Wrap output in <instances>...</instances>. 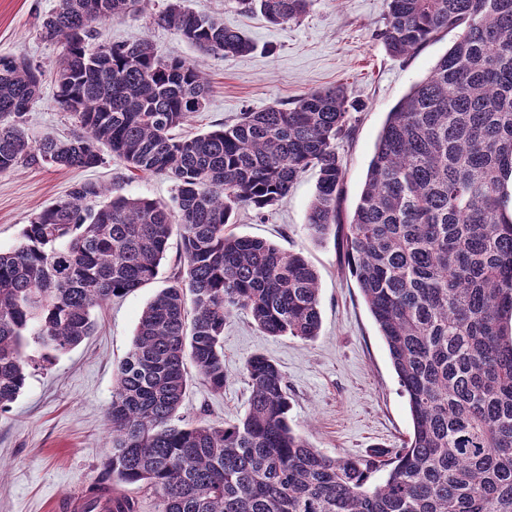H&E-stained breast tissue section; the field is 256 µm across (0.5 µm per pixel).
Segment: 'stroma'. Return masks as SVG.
Returning a JSON list of instances; mask_svg holds the SVG:
<instances>
[{"instance_id": "1", "label": "stroma", "mask_w": 512, "mask_h": 512, "mask_svg": "<svg viewBox=\"0 0 512 512\" xmlns=\"http://www.w3.org/2000/svg\"><path fill=\"white\" fill-rule=\"evenodd\" d=\"M167 3L146 0L142 12L98 24L97 40L146 38L161 56L200 64L210 92L203 110L179 128V135L236 123L248 111L292 104L314 89H346L356 105L349 113L352 134L337 141L336 152L345 171L341 207L347 218L358 202L388 113L429 74L456 38L452 31L440 34L403 59L387 53L377 37L387 0H312L304 18L281 25L240 13L234 0H186L190 9L217 16L254 45L244 56H204L156 23ZM56 4L0 0V56L24 57L48 70L41 97L24 118L23 127L33 141L49 133L67 138L77 131L70 114L54 100L49 70L61 48L40 34L41 17ZM317 178V169H307L277 204L260 211L236 208L231 228L302 253L310 261L319 277V335L311 341L268 336L245 313H234L224 325L223 390L212 391L193 379L179 413L215 425L237 421L247 410L250 394L244 365L262 354L286 377L291 426L323 453L359 457L373 448L400 447L411 431V420L385 343L341 249L333 240L314 239L307 229ZM84 181L114 183L127 196L167 205L175 195L167 177L131 175L116 159L86 170L30 162L0 173V250L14 248L36 213ZM179 259L180 239L174 236L157 280L97 309L95 334L32 372L21 395L0 412V512H58L60 499L103 475L113 369L131 347L143 308L169 285Z\"/></svg>"}]
</instances>
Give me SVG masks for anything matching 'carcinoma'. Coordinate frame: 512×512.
<instances>
[{
	"label": "carcinoma",
	"instance_id": "carcinoma-1",
	"mask_svg": "<svg viewBox=\"0 0 512 512\" xmlns=\"http://www.w3.org/2000/svg\"><path fill=\"white\" fill-rule=\"evenodd\" d=\"M274 25L311 0H235ZM145 0H58L41 19L60 43L55 102L81 132L29 141L22 118L43 70L0 57V172L41 160L71 169L119 159L164 175L174 207L80 182L0 251V411L22 393L31 354L47 359L91 336L94 311L154 281L172 235L183 267L142 310L116 367L107 408L112 486L144 483L159 512H512V0H388L381 39L408 56L456 30L429 75L389 112L340 237L351 275L407 399L403 446L328 455L288 422L285 377L254 355L245 415L184 422L186 360L224 389V324L237 311L269 336L310 341L321 327L318 276L300 253L235 235L234 210L260 211L297 177L319 178L307 215L318 239L341 223L351 134L342 87L292 106L245 112L233 125L177 138L203 109L207 79L142 40L95 45L93 25ZM156 21L207 55L253 49L214 15L171 0Z\"/></svg>",
	"mask_w": 512,
	"mask_h": 512
}]
</instances>
